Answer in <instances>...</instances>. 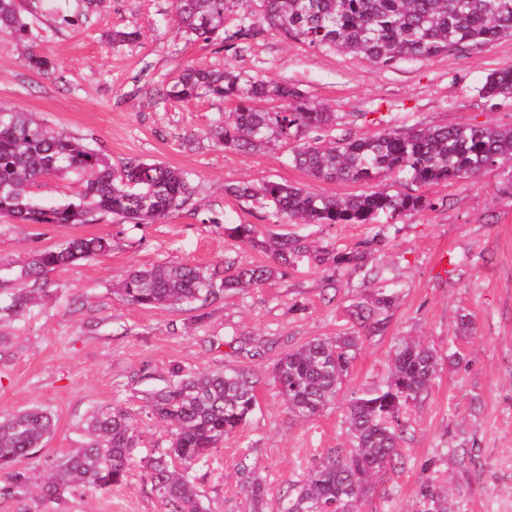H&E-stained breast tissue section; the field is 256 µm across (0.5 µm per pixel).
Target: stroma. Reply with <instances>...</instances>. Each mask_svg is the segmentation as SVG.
<instances>
[{
  "instance_id": "stroma-1",
  "label": "stroma",
  "mask_w": 512,
  "mask_h": 512,
  "mask_svg": "<svg viewBox=\"0 0 512 512\" xmlns=\"http://www.w3.org/2000/svg\"><path fill=\"white\" fill-rule=\"evenodd\" d=\"M22 37L0 36V104L33 113L121 166L160 161L189 173L191 201L156 224L106 216L88 224H21L0 218V277L13 278L31 251L74 237L107 236L111 252L49 272V294L20 318L0 322V416L47 409L55 429L33 477L83 441L81 425L109 405L135 416L138 462L107 491L78 489L64 500L0 497V512H164L140 466L165 447V427L142 415L148 393L172 368L249 372L257 406L226 436L196 483L208 512H251L237 471L255 470L267 488L264 512H278L333 450L350 449L347 406L354 392L386 383L400 339L434 349L439 371L403 414L399 460L361 512H512V197L500 195L508 164L478 177L429 185L436 203L375 224H277L228 186L275 180L341 198L360 183H324L291 162L279 142L242 151L211 130L234 108L212 98L167 101L163 86L189 65L237 70L287 83L330 106L336 128L320 144L384 129L512 126V99L484 98L487 76L512 69V38L433 60L380 68L340 51L310 48L266 31L237 57L178 32L174 0H18ZM115 30L136 31L116 43ZM53 67H29L27 52ZM253 224L341 251L372 242L365 271L300 261L265 286L223 292L188 311L141 308L115 295L125 272L159 264L249 266L265 253L224 235L225 223ZM382 242H375L376 234ZM391 289L384 328L360 335L341 390L308 420L289 412L272 378L277 360L311 339L354 332L350 304Z\"/></svg>"
}]
</instances>
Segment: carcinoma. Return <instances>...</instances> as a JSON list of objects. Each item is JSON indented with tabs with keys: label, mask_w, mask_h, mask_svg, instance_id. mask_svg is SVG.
<instances>
[{
	"label": "carcinoma",
	"mask_w": 512,
	"mask_h": 512,
	"mask_svg": "<svg viewBox=\"0 0 512 512\" xmlns=\"http://www.w3.org/2000/svg\"><path fill=\"white\" fill-rule=\"evenodd\" d=\"M256 15L247 0H176L180 31L239 53L266 30L315 49L341 51L381 68L403 60H432L452 51L512 38V0H261ZM235 16V23L226 19ZM25 28L16 0H0V34ZM486 98L512 97V70L489 74L480 89ZM173 100L202 97L236 102L224 124L212 132L227 150L294 143L295 166L325 182H382L396 175L415 186L473 179L485 169L512 160V127L492 125L411 128L346 137L318 146L336 113L294 87L249 77L232 67L214 70L189 65L163 89ZM87 175L84 190L66 204L34 202L31 188L50 175ZM227 192L272 212L281 224H374L436 207L423 194L375 186L370 192L338 198L274 180L237 185ZM194 190L186 173L163 163L132 161L112 166L100 151L57 132L28 113L0 106V216L24 224H86L111 215L131 224H155L186 205ZM224 235L269 256L271 262L241 268L226 260L207 267L156 265L132 269L114 294L139 307L192 309L230 289L259 287L306 258L355 270L365 266L364 250L320 249L288 235L263 237L253 224H226ZM104 236L76 237L30 254L18 276L11 303L2 308L20 317L46 295L43 276L80 260L108 254ZM395 301L391 291L368 304L351 305L352 316L369 333L382 330L380 315ZM358 349L355 336L316 338L286 353L274 379L288 409L299 419L316 416L333 399ZM439 358L419 342L403 340L390 362L389 380L349 400L347 423L353 448L332 454L313 469L281 512H359L375 479L396 462L403 433L401 415L428 390ZM172 379L147 400V416L164 424L169 446L143 461V468L167 512H206L192 475L254 412V381L242 372L172 370ZM54 430V419L36 408L0 417V497L22 494L61 500L75 487L110 490L127 479L136 457L138 434L124 410L101 406L86 419V440L55 460L39 483L29 464L39 457ZM254 512H262L267 488L241 470Z\"/></svg>",
	"instance_id": "carcinoma-1"
}]
</instances>
